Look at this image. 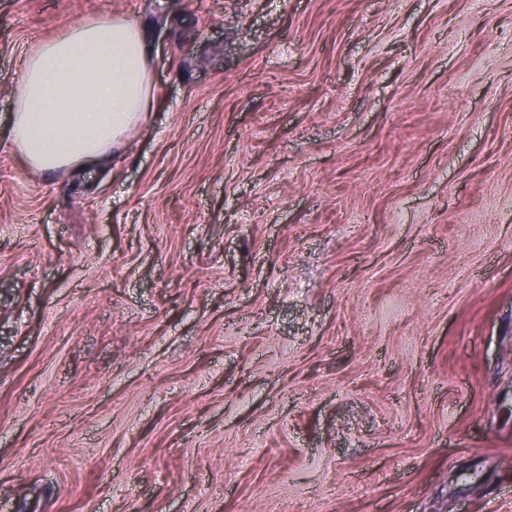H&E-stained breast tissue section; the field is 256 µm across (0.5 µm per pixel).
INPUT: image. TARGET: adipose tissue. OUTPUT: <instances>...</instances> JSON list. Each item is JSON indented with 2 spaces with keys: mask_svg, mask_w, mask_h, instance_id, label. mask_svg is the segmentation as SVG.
<instances>
[{
  "mask_svg": "<svg viewBox=\"0 0 512 512\" xmlns=\"http://www.w3.org/2000/svg\"><path fill=\"white\" fill-rule=\"evenodd\" d=\"M153 52L135 22L116 17L42 42L18 79L12 148L37 171L109 162L152 109Z\"/></svg>",
  "mask_w": 512,
  "mask_h": 512,
  "instance_id": "ef3b65f1",
  "label": "adipose tissue"
}]
</instances>
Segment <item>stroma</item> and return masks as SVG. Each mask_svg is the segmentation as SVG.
<instances>
[{"label":"stroma","mask_w":512,"mask_h":512,"mask_svg":"<svg viewBox=\"0 0 512 512\" xmlns=\"http://www.w3.org/2000/svg\"><path fill=\"white\" fill-rule=\"evenodd\" d=\"M119 16L148 123L29 169ZM0 512H512V0H0ZM154 49L127 18L76 25L28 55L9 142L37 171L100 166L146 121Z\"/></svg>","instance_id":"stroma-1"}]
</instances>
